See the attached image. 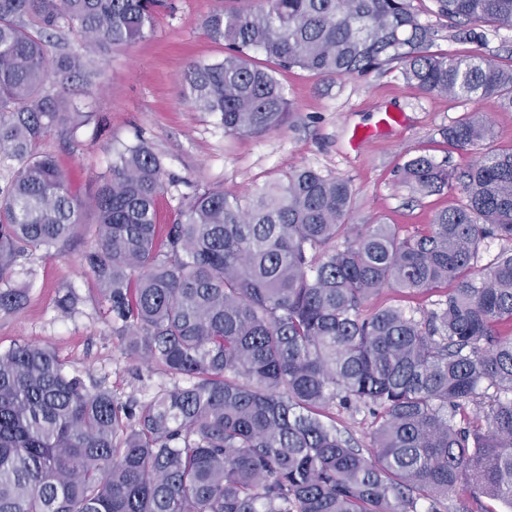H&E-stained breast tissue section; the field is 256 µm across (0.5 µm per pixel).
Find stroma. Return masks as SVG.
<instances>
[{
    "label": "stroma",
    "mask_w": 512,
    "mask_h": 512,
    "mask_svg": "<svg viewBox=\"0 0 512 512\" xmlns=\"http://www.w3.org/2000/svg\"><path fill=\"white\" fill-rule=\"evenodd\" d=\"M156 15L154 31L115 52L97 57L92 84H68V97L86 104L97 119L77 141L58 133L45 137L42 152L51 155L81 194H89L112 157L113 147L143 138L165 163V191L158 221L170 223L182 196L198 188L246 194L283 173L311 167L328 177L350 181L352 223L374 219L399 225L403 233L428 231L434 215L463 199L459 185L420 196L403 184L399 169L409 157L424 154L462 169L482 150L512 147V110L496 100L479 102L425 94L406 83L398 66L348 78L319 76L297 68L277 74L294 112L282 127L261 136L225 134L215 116L196 110L183 97L180 79L196 61L223 59L224 47L210 39L204 20L222 5L255 7V0H170ZM421 22L437 32L434 52H480L495 63L512 65V29L480 27L476 40L454 39L436 0H413ZM404 114V124L359 147L350 144L354 129L373 125L379 111ZM478 111L491 120L495 136L483 147L465 150L448 145L442 132L462 114ZM95 217L87 215L82 238L69 254L39 251L23 263L18 281L27 283L28 302L11 314L0 313V352L34 342L51 347L65 369L86 383L112 391L117 401L144 399L169 378L157 367L129 356L112 334V319L80 255L95 236ZM77 300L70 310L58 307L67 292Z\"/></svg>",
    "instance_id": "obj_1"
}]
</instances>
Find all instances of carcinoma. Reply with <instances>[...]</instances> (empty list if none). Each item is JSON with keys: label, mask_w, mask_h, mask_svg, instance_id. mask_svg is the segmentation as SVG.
I'll list each match as a JSON object with an SVG mask.
<instances>
[{"label": "carcinoma", "mask_w": 512, "mask_h": 512, "mask_svg": "<svg viewBox=\"0 0 512 512\" xmlns=\"http://www.w3.org/2000/svg\"><path fill=\"white\" fill-rule=\"evenodd\" d=\"M437 2L460 39L480 23L512 29V0ZM163 4L0 0V313L26 303L21 260L66 253L91 210L82 262L112 335L172 379L119 403L45 346L0 353V512H448L450 497L456 512H493L484 498L512 509V248L477 266L486 238L512 243V148L459 172L408 159L400 180L414 193L453 181L464 193L420 235L349 224L350 181L311 167L244 198L197 190L162 228L165 166L140 138L112 150L83 197L39 150L94 118L55 78L91 83L92 55L146 37ZM204 27L224 58L190 64L183 93L227 134L285 123L276 74L291 68L344 78L397 63L422 93L512 109V67L433 52L413 0H260ZM443 135L466 149L492 125L469 112ZM448 283L430 308L363 314L386 287ZM336 404L373 418L371 448L325 421Z\"/></svg>", "instance_id": "obj_1"}]
</instances>
